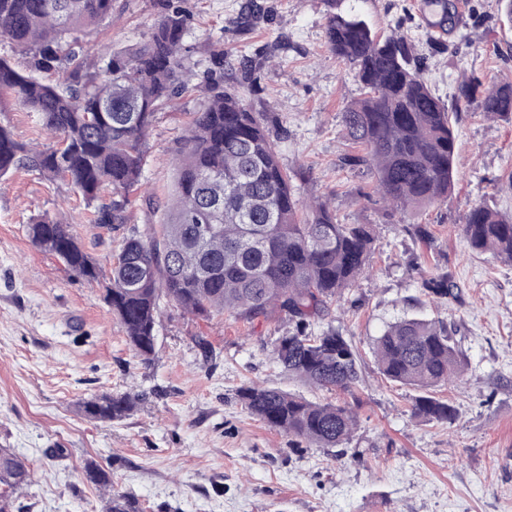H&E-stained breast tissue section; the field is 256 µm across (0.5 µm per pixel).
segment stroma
<instances>
[{
	"instance_id": "1",
	"label": "stroma",
	"mask_w": 512,
	"mask_h": 512,
	"mask_svg": "<svg viewBox=\"0 0 512 512\" xmlns=\"http://www.w3.org/2000/svg\"><path fill=\"white\" fill-rule=\"evenodd\" d=\"M259 2L263 13L245 31L233 23L242 0H185L187 64L204 69L217 43L262 60L244 102L265 115L297 194L329 199L340 223L374 225L367 272L316 322L351 341L363 359L360 381L331 391L282 372L271 350L287 320L196 319L168 304L154 358L142 361L104 300L125 229L94 236V210L68 182L14 171L0 178V448L25 456L34 479L12 512H101L100 490L84 479L90 459L115 489L136 495L142 512H512V264L471 252L462 234L472 204L512 213V120L486 117L475 104L458 113L447 201L388 214L373 173L345 162L359 149L341 112L362 87L326 48L324 0ZM465 2L438 39L422 20L423 0H345L378 34L407 36L432 91L447 102L465 76L512 81V26L497 0ZM157 17L156 0H115L111 19L81 33L83 51L95 58L128 47ZM200 102L186 96L157 112L126 229L162 222ZM0 123L29 146L52 143L36 114L14 102L0 107ZM44 217L71 225L100 268L98 282L31 243L28 226ZM431 271L450 274L459 298L424 296L421 277ZM407 314L457 329L468 366L435 390L452 405V421L416 417V390L388 382L374 362V339ZM254 383L349 405L357 417L350 440L330 451L270 428L239 400ZM125 393L138 397L125 418L101 422L78 409Z\"/></svg>"
}]
</instances>
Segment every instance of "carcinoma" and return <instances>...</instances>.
I'll list each match as a JSON object with an SVG mask.
<instances>
[{
	"label": "carcinoma",
	"mask_w": 512,
	"mask_h": 512,
	"mask_svg": "<svg viewBox=\"0 0 512 512\" xmlns=\"http://www.w3.org/2000/svg\"><path fill=\"white\" fill-rule=\"evenodd\" d=\"M184 0H159V16L145 38L107 51L87 63L78 33L112 17L114 0H0V39L28 56L24 69L0 57V101L11 98L39 115L59 137L55 147L31 148L0 124V177L30 168L68 181L95 207L93 227L111 231L126 223L125 202L140 185L146 140L156 113L190 92L201 95L178 153L174 189L164 222L125 237L112 255L105 301L132 350L153 359L161 305L208 318L228 312L250 320L273 314L294 323L276 339L272 355L289 375L308 384L349 391L361 363L351 342L330 328L315 331L316 318L342 299L364 272L376 248L370 224H341L330 204L309 203L296 192L280 162L264 120L247 109L236 84H224V68L249 70V60L224 58L216 49L211 67L193 82L184 63L183 40L190 17ZM344 0H326L329 51L354 67L364 96L341 113L346 136L363 154L377 192L393 212L420 211L444 202L454 185L456 135L448 106L423 75L413 45L404 37L381 38ZM429 23L448 28V0H425ZM261 12L248 0L234 20L247 30ZM59 73L56 80L43 78ZM477 100L481 111L512 118V82L486 86L471 81L458 89L455 111ZM116 199L101 204L106 188ZM462 232L469 249L512 263V213L474 204ZM32 243L61 259L88 282L100 270L69 225L42 218L28 226ZM422 291L456 299L448 275L431 273ZM372 352L387 380L420 392L415 416L450 421L454 409L434 389L461 374L467 362L451 326L415 316L400 318L374 339ZM239 399L273 429L318 448H339L357 425L345 405L314 403L279 388L253 384ZM136 406L129 394L103 395L81 404L89 418L110 422ZM85 478L103 494V512H139L136 499L111 491L112 480L95 461ZM24 457L0 448V512L29 486Z\"/></svg>",
	"instance_id": "carcinoma-1"
}]
</instances>
